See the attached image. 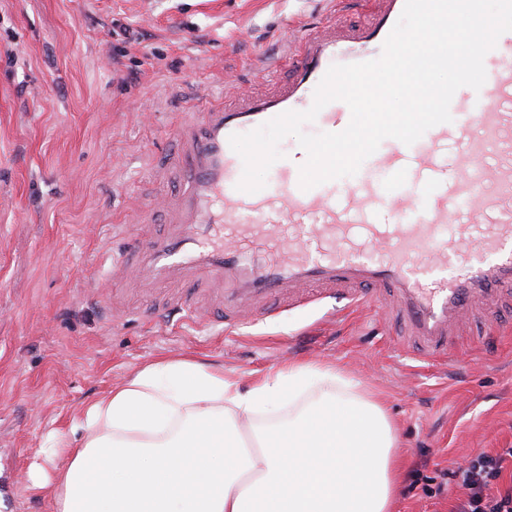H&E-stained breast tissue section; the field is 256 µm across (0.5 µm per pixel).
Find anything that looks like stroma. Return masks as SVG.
<instances>
[{"label": "stroma", "instance_id": "stroma-1", "mask_svg": "<svg viewBox=\"0 0 512 512\" xmlns=\"http://www.w3.org/2000/svg\"><path fill=\"white\" fill-rule=\"evenodd\" d=\"M325 0H0V512H53L31 492L34 452L100 395L161 358L223 367L249 389L287 366H335L379 396L405 471L394 512L479 452L512 448V298L465 326L432 367L395 350L390 309L332 303L224 328L154 310L118 273L120 225L160 233L178 180L174 131L213 99L288 83L286 38L327 23Z\"/></svg>", "mask_w": 512, "mask_h": 512}]
</instances>
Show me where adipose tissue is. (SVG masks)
<instances>
[{
    "mask_svg": "<svg viewBox=\"0 0 512 512\" xmlns=\"http://www.w3.org/2000/svg\"><path fill=\"white\" fill-rule=\"evenodd\" d=\"M287 379L316 397L289 410L275 443L242 447L241 422ZM75 426L78 447L57 438L29 466L53 512H391L399 486L385 408L331 365L292 363L243 391L223 368L160 360Z\"/></svg>",
    "mask_w": 512,
    "mask_h": 512,
    "instance_id": "ef3b65f1",
    "label": "adipose tissue"
}]
</instances>
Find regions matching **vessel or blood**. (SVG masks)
<instances>
[{"label": "vessel or blood", "mask_w": 512, "mask_h": 512, "mask_svg": "<svg viewBox=\"0 0 512 512\" xmlns=\"http://www.w3.org/2000/svg\"><path fill=\"white\" fill-rule=\"evenodd\" d=\"M404 4L366 0L369 17L357 30L287 39L294 76L279 95L188 115L178 131L174 220L151 238L130 225L125 272L206 281L221 289L224 317L236 325L260 300L384 303L406 329L396 348L411 342L422 358L450 356L464 320L512 295V31L486 54L482 88L455 93L451 122L409 146L383 140L344 189L331 180L302 190L306 153L297 147L272 165L264 189L240 191L243 161L229 143L284 112L308 110L331 65L378 58ZM350 118L334 101L314 124L339 132ZM419 197L426 203L418 208ZM451 261L460 275L437 277Z\"/></svg>", "instance_id": "obj_1"}]
</instances>
